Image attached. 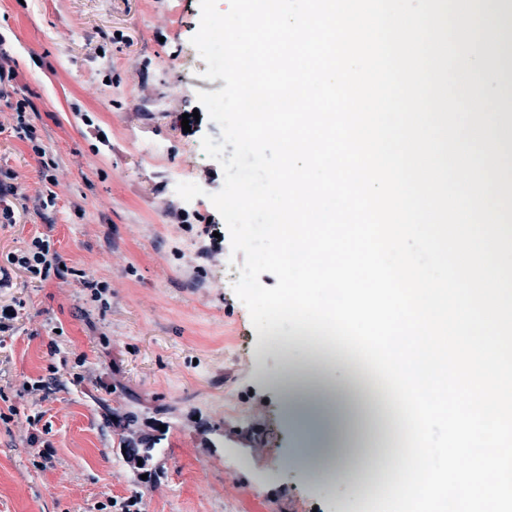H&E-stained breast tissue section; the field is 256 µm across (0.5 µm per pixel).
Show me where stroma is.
Instances as JSON below:
<instances>
[{
    "label": "stroma",
    "instance_id": "35a3bbf8",
    "mask_svg": "<svg viewBox=\"0 0 512 512\" xmlns=\"http://www.w3.org/2000/svg\"><path fill=\"white\" fill-rule=\"evenodd\" d=\"M199 23V0H0L17 91L58 181L40 216L32 199L45 176L0 101V168L30 199L0 225V266L37 235L67 265L43 282L15 270L0 285V305L25 304L0 342V512H365L382 494L381 475L367 472L355 493L298 458L270 384L286 356L234 293L230 236L209 199L224 175L201 140L221 131L198 94L224 82L202 77ZM181 171L204 196L177 195ZM182 207L184 224L173 217ZM211 231L222 243L207 256ZM86 276L104 283L100 296ZM365 410L362 463L403 445L394 405L369 397ZM129 411L158 439L142 470L120 448Z\"/></svg>",
    "mask_w": 512,
    "mask_h": 512
}]
</instances>
